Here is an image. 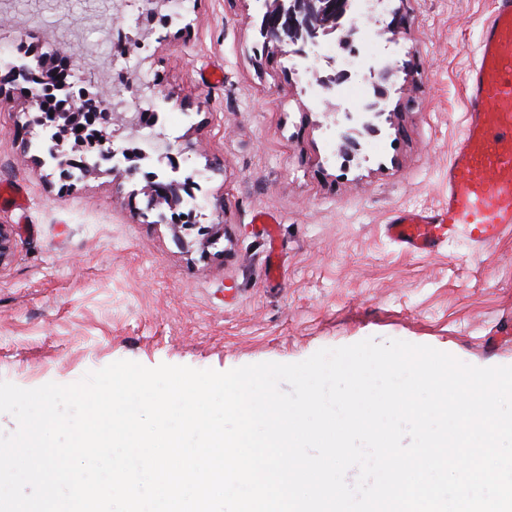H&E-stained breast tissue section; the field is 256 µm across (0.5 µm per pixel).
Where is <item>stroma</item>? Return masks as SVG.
Wrapping results in <instances>:
<instances>
[{"label": "stroma", "instance_id": "1", "mask_svg": "<svg viewBox=\"0 0 512 512\" xmlns=\"http://www.w3.org/2000/svg\"><path fill=\"white\" fill-rule=\"evenodd\" d=\"M491 0H385L357 16L352 48L324 36L337 69L352 58L401 63L379 101L376 134L337 152L327 105L284 52H266L255 0H187L158 18L134 56L170 98L164 115L180 164L201 186L196 227L156 223L143 173L61 178L28 127L38 113L0 65V380L71 384L122 359L225 372L296 363L365 339L428 345L462 362L512 366V236L439 253L390 241L391 211L436 208L463 125L462 77L477 56ZM408 23L387 32L393 13ZM112 0H15L0 18L14 56L75 68L92 53L94 93L112 88ZM278 219L280 274L253 217ZM219 231L202 245V231Z\"/></svg>", "mask_w": 512, "mask_h": 512}]
</instances>
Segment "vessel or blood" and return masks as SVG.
I'll list each match as a JSON object with an SVG mask.
<instances>
[{"mask_svg": "<svg viewBox=\"0 0 512 512\" xmlns=\"http://www.w3.org/2000/svg\"><path fill=\"white\" fill-rule=\"evenodd\" d=\"M479 57L464 73L462 133L448 165V200L396 211L386 226L403 251L433 254L457 236L479 250L512 233V0H492Z\"/></svg>", "mask_w": 512, "mask_h": 512, "instance_id": "obj_1", "label": "vessel or blood"}]
</instances>
